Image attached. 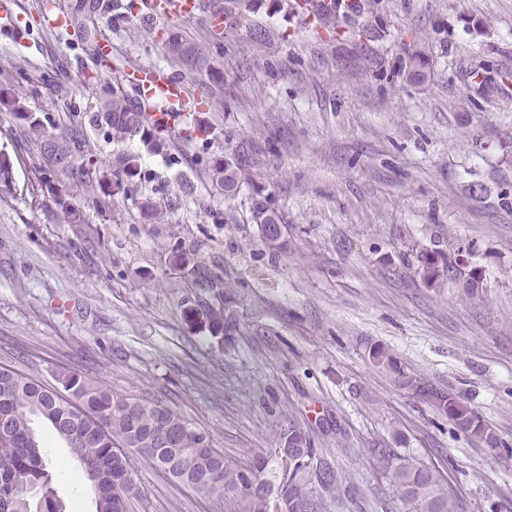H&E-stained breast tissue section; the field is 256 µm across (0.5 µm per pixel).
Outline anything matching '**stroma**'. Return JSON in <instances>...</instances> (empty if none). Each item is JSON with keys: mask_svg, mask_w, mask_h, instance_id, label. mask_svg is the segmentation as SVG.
Returning <instances> with one entry per match:
<instances>
[{"mask_svg": "<svg viewBox=\"0 0 512 512\" xmlns=\"http://www.w3.org/2000/svg\"><path fill=\"white\" fill-rule=\"evenodd\" d=\"M74 2L0 0L1 71L68 63L54 86L18 89L49 132L93 111L92 74L143 64L214 97L198 118L215 131L144 155L118 214L89 208L62 224L32 203L22 123L0 112V365L43 382L72 368L162 401L230 457L276 447L294 413L356 488L329 512H409L375 448L437 469L453 512H504L512 457L461 433L396 371L468 401L512 444V0H364L314 28L296 0H252L220 31L205 14L168 22L198 50L188 71L157 23L115 7L94 17L103 61L73 27L46 28L45 10L66 16ZM415 51L427 60L416 76ZM216 159L251 174L235 198L207 175ZM255 195L286 225V249L265 244ZM147 197L169 202L163 223L141 218ZM453 237L474 248L478 296L454 281L428 289L402 257ZM181 252L231 288L232 334L211 337L193 316L208 291L175 266ZM377 346L396 368L371 361ZM45 448L69 512H94L66 446L49 436ZM135 482L133 512H219L148 464Z\"/></svg>", "mask_w": 512, "mask_h": 512, "instance_id": "1", "label": "stroma"}]
</instances>
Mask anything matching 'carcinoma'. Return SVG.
<instances>
[{"instance_id":"obj_1","label":"carcinoma","mask_w":512,"mask_h":512,"mask_svg":"<svg viewBox=\"0 0 512 512\" xmlns=\"http://www.w3.org/2000/svg\"><path fill=\"white\" fill-rule=\"evenodd\" d=\"M99 9L100 0H77L70 16V24L90 46L95 29L87 20ZM168 54L185 65L193 61L192 48L176 37L168 40ZM25 80L20 68L0 80V112L24 122L22 146L36 156L32 198L51 205L62 224L85 223L83 210L55 186L53 172L57 171L82 190L95 209L112 216L117 198L132 196L143 154L160 153L167 146L162 133L149 122L141 93L124 92L119 80H99L96 110L89 122L107 128L118 144L136 139L142 146L140 152H119L107 163L84 133L82 122L73 120L61 133H48L43 120L28 111L25 99L15 91V85ZM208 172L213 185L229 198L250 180L241 167L219 159ZM252 209L263 237L283 236L278 231L279 217L263 201L253 200ZM140 210L156 224L165 221L166 208L160 203L143 201ZM411 255L416 273L428 288H438L447 280L461 281L474 294L484 285L472 251L461 238L448 239L443 248L413 247ZM197 311L207 319L212 336L230 330L224 289H212L210 298L198 301ZM56 378L58 386L50 388L0 365V512H67L35 429L37 422L67 445L95 512H129L136 490V456L195 493L228 505L229 512H285L288 502L307 496L313 500V512H328L340 502L345 475L330 464L323 450L315 447V437L292 416L284 419L274 453L242 460L224 456L212 447L205 432L167 404L124 397L67 369L58 371ZM399 383L441 410L462 432L496 448L502 444L458 397L416 375L403 373ZM373 454L402 501L417 512H449L448 502L439 493L438 470L414 465L389 448H375Z\"/></svg>"}]
</instances>
